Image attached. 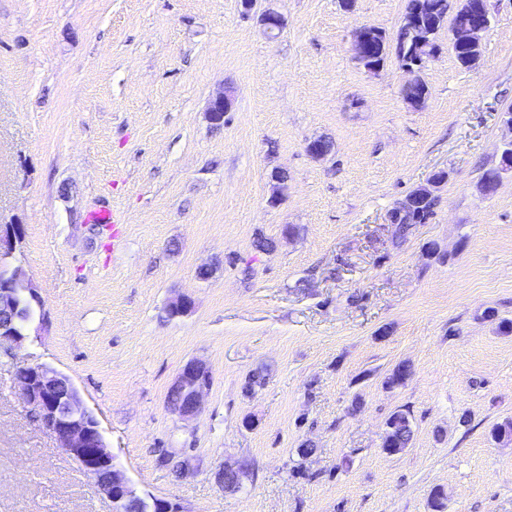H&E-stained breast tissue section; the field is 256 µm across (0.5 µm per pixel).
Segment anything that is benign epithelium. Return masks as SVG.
Instances as JSON below:
<instances>
[{"label": "benign epithelium", "instance_id": "1", "mask_svg": "<svg viewBox=\"0 0 512 512\" xmlns=\"http://www.w3.org/2000/svg\"><path fill=\"white\" fill-rule=\"evenodd\" d=\"M476 9L468 23L452 26L449 30L452 50L465 52L470 66L481 56L480 34L489 24L482 6L478 5ZM373 35L374 28L369 24L355 31L352 51L356 61L366 57ZM426 63L427 60L420 56H405L403 68L412 76L411 82H424L422 70ZM231 107L230 96L220 94L210 103V120L215 124L223 123L224 115ZM510 171L512 140L505 144L499 167L484 174L482 190L487 194L496 193L503 175ZM23 243V225H0V350L11 356L31 336L30 326L34 318L29 316L28 311H39L40 320H45L42 314L44 303L31 286L19 259ZM15 379L20 394L59 447L79 461L88 473L103 469V477L97 480V485L111 502L112 512H123L125 500L131 497L136 498L142 512H183L177 502L139 492L124 472L117 468L99 422L84 405L72 380L45 364H35L31 370L15 376ZM211 383L212 371L205 363L199 360L187 362L169 389L175 396V400L168 402L169 409L182 420L196 418L203 410L204 395ZM245 472L246 467L241 464H223L213 472V478L223 491L232 492L239 488Z\"/></svg>", "mask_w": 512, "mask_h": 512}]
</instances>
